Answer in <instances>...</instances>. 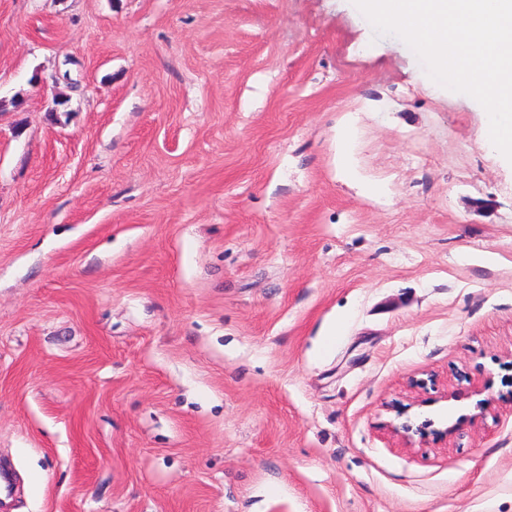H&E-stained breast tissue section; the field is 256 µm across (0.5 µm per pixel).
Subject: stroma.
<instances>
[{
    "mask_svg": "<svg viewBox=\"0 0 512 512\" xmlns=\"http://www.w3.org/2000/svg\"><path fill=\"white\" fill-rule=\"evenodd\" d=\"M15 95L17 512H512V163L475 99L354 0H0Z\"/></svg>",
    "mask_w": 512,
    "mask_h": 512,
    "instance_id": "stroma-1",
    "label": "stroma"
}]
</instances>
